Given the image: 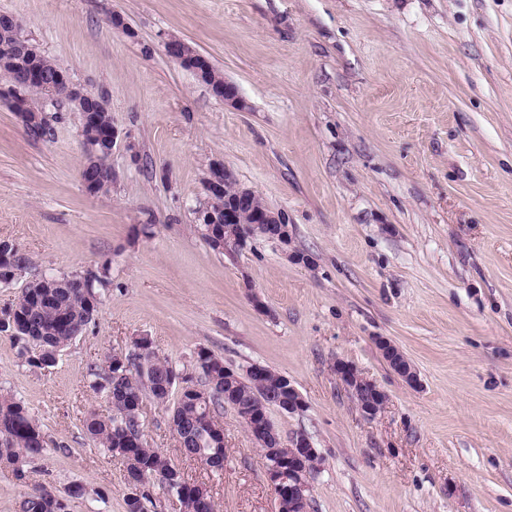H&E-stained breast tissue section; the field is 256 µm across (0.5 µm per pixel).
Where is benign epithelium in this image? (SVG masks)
<instances>
[{"instance_id":"obj_1","label":"benign epithelium","mask_w":512,"mask_h":512,"mask_svg":"<svg viewBox=\"0 0 512 512\" xmlns=\"http://www.w3.org/2000/svg\"><path fill=\"white\" fill-rule=\"evenodd\" d=\"M164 50L169 58L199 76L211 67L205 56L179 38L171 37L166 40ZM75 89V101L80 112L79 136L84 153L98 152L105 142L117 143L119 131L116 127L113 126L102 134L96 130V112L103 110L105 101L79 84L75 85ZM14 110L27 130L39 131L44 127L41 115L25 111L22 102H14ZM80 180L85 191L94 195L98 193L100 185L106 182V176L84 166L80 171ZM232 182L233 177L224 168V164L216 163L210 167L204 181L205 190L209 197L223 199L224 207L220 212L200 209L197 212L199 223L208 225L211 232L214 231V225H224L226 248L236 249L244 245L251 233L267 235L288 243V216L285 212L257 206L254 202L255 192L250 189L238 187L233 193H227ZM377 344L390 368L410 387H420L417 371L403 352L385 338L377 339ZM334 371L365 416L374 418L381 413L386 403V394L382 389L344 360H336ZM283 385L288 390V401H283L280 395L270 393L259 398L258 408L251 407L238 414V418L258 445H265L273 440L280 441L276 436V427L269 417V408L275 407L284 413L298 414L306 407L305 400L290 380H284ZM320 465L321 455L305 432L289 436L286 450L276 460L265 461L266 481L275 499L277 512H309L312 482Z\"/></svg>"}]
</instances>
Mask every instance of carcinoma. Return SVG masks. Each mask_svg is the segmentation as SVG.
Here are the masks:
<instances>
[{"label": "carcinoma", "mask_w": 512, "mask_h": 512, "mask_svg": "<svg viewBox=\"0 0 512 512\" xmlns=\"http://www.w3.org/2000/svg\"><path fill=\"white\" fill-rule=\"evenodd\" d=\"M21 35L0 32V60L16 56ZM25 64L37 67L43 82L54 87V95L72 100L70 87L57 82L62 68L55 61L33 47ZM24 68H18L15 83L0 93L4 99L20 93L26 95L31 112H47L46 97L38 90L24 86ZM112 148L107 147L94 157H87L82 165L91 164L102 172L112 170ZM30 264L29 257L16 243L0 251V284L9 285L18 272ZM112 287L110 262L96 269L71 276H41L21 290L11 305L19 325L18 333L11 335L21 344V356L34 368L47 369L55 365L57 355L76 338L85 334L95 323L102 305V295ZM125 363L114 364L107 357L101 366L90 368L89 388L112 404L106 415L91 411L84 418V428L111 456L120 459L126 467L128 493L126 512H144L152 502L150 478L156 479L163 491H173L178 497L180 512H215L211 489L205 482H191L171 460L150 447L146 439L141 410L144 400L150 398L159 405L169 402L172 388L181 381L196 384L194 376L182 374L168 361L156 356L148 338L134 339L133 350L125 354ZM197 368L209 390V401H195L190 391L178 395L171 418L180 428L179 445L182 454L193 458L200 452L213 453L223 447L220 441H207L211 427L218 425L216 410L224 401V359L207 350L198 352ZM264 385L251 377L234 382V406H250L262 395ZM48 442L40 425L23 401L0 395V465L22 466L41 458ZM19 512H63L58 500L49 497L46 487L38 485L25 494Z\"/></svg>", "instance_id": "obj_1"}]
</instances>
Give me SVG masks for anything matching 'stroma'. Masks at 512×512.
<instances>
[{
	"instance_id": "35a3bbf8",
	"label": "stroma",
	"mask_w": 512,
	"mask_h": 512,
	"mask_svg": "<svg viewBox=\"0 0 512 512\" xmlns=\"http://www.w3.org/2000/svg\"><path fill=\"white\" fill-rule=\"evenodd\" d=\"M0 13L103 97L134 145L113 148L111 191L88 195L79 112L42 140L0 99V238L32 259L0 284V309L44 273L107 260L112 277L54 367H30L0 334V393L52 446L26 481L0 468V512L39 483L83 484L70 512H125L124 466L83 427L87 410L109 411L86 381L140 336L186 373L205 348L288 377L307 407L269 416L322 457L312 512H512V0H0ZM171 37L222 70L242 108L171 60ZM216 162L287 213L289 243L208 247L196 210ZM339 359L386 393L376 418ZM170 416L145 400L147 440L211 486L217 512H276L232 408L216 474L180 453ZM377 344L390 368L397 373L410 387L419 388L421 385L417 371L403 352L388 339L378 338Z\"/></svg>"
}]
</instances>
